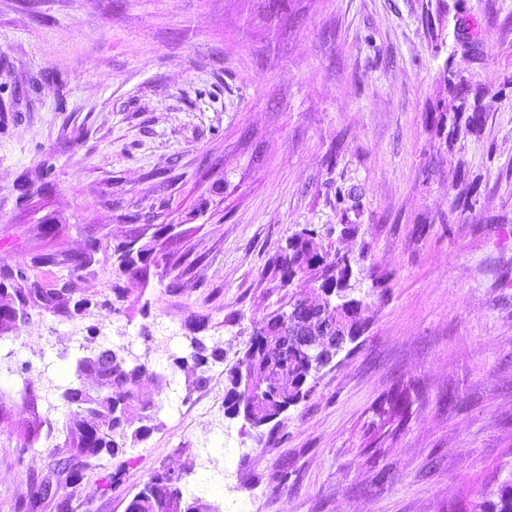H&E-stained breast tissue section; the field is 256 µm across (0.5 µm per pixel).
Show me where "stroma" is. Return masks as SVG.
<instances>
[{
  "label": "stroma",
  "mask_w": 512,
  "mask_h": 512,
  "mask_svg": "<svg viewBox=\"0 0 512 512\" xmlns=\"http://www.w3.org/2000/svg\"><path fill=\"white\" fill-rule=\"evenodd\" d=\"M268 3L0 0V267L95 243L76 286L105 295L118 245L170 260L122 278L121 311H34L0 335V512L52 467L61 393L96 389L79 360L125 345L172 376L140 389L161 427L91 460L74 512H126L162 466L215 512H448L512 466V0ZM457 112L475 122L453 139ZM308 224L360 256L367 329L270 443L225 417V368L279 307L265 269ZM198 316L226 359L191 390L169 364ZM402 382L406 420L374 434Z\"/></svg>",
  "instance_id": "stroma-1"
}]
</instances>
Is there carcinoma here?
Wrapping results in <instances>:
<instances>
[{"label":"carcinoma","mask_w":512,"mask_h":512,"mask_svg":"<svg viewBox=\"0 0 512 512\" xmlns=\"http://www.w3.org/2000/svg\"><path fill=\"white\" fill-rule=\"evenodd\" d=\"M329 235L321 227H305L291 236L271 257L266 275L278 288H321L332 291L329 317L336 320L337 331L346 334L350 342L357 341L367 328L361 316L363 308L359 280L353 279V266L364 254L342 263L339 252H331L316 244V239ZM97 244L74 256L44 253L35 256L29 264L4 268L0 278V295L8 296L12 305L0 308V334L19 329L20 324L11 317L14 307L26 310H46L70 320H84L95 309L109 307L121 310L127 300L126 289L115 283L110 294H86L75 287L80 277L95 262ZM153 253L149 245H137L132 240L118 246L116 256L117 277L136 276L147 271V261ZM67 267L68 279L51 287L43 286L34 275L40 267ZM190 351L173 358L172 372L184 371L192 375L188 387H197L206 381L209 365L225 360L224 348L210 346L198 336L189 337ZM336 359L328 349L305 351L281 322L276 309L254 325L250 340L236 352V358L226 369L224 414L240 418L249 427L260 429L297 406L313 392L317 376ZM98 382V390L88 392L84 387H69L61 397L74 420L66 426L63 446L58 449L51 474L34 483L35 492L25 512H36L40 500L52 491L75 489L83 478L81 466L93 458L122 456L130 445L148 438L160 428L156 418V402L144 398L139 388L144 382L152 383L161 394L167 388V376L155 373L143 364L129 360L123 349L112 351V360L101 359L91 365ZM411 386L396 388L374 408L376 421L372 427L381 430L394 423H402L409 413ZM135 417L140 426L132 429L129 419ZM183 473L167 467L154 471L129 501L126 512H170V505H210L199 497H184ZM448 512H512V470L499 483L497 489L480 495L465 504L450 505Z\"/></svg>","instance_id":"cac0c4a2"}]
</instances>
